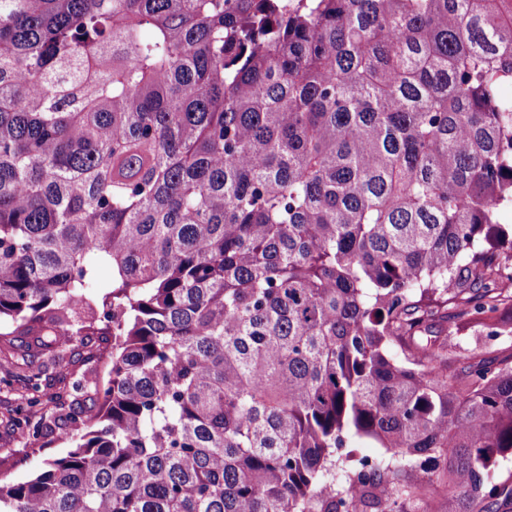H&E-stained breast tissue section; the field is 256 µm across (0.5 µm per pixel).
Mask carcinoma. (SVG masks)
<instances>
[{
    "label": "carcinoma",
    "instance_id": "obj_1",
    "mask_svg": "<svg viewBox=\"0 0 512 512\" xmlns=\"http://www.w3.org/2000/svg\"><path fill=\"white\" fill-rule=\"evenodd\" d=\"M507 209L512 0H0V350L112 337L0 512H502ZM456 324L463 327L458 334V336L463 337H459L461 341L459 344L456 339L448 341V345H451L454 354L460 356L475 355L478 358L491 361L512 353V335L501 336L497 340L485 342L480 327H475L474 324H463V322H457ZM351 448H346L348 458L346 465L348 469L356 468V460L358 457L369 456L376 457L386 454L385 449L379 448V445L368 439H354L350 443Z\"/></svg>",
    "mask_w": 512,
    "mask_h": 512
}]
</instances>
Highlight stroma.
<instances>
[{"mask_svg": "<svg viewBox=\"0 0 512 512\" xmlns=\"http://www.w3.org/2000/svg\"><path fill=\"white\" fill-rule=\"evenodd\" d=\"M460 334L461 341L452 346L457 355H475L490 361L512 353V335L487 341L481 328L472 324L464 325ZM106 377L103 364L77 354L48 365L41 375L39 398L33 403L25 372L0 357V472L21 480L35 472L43 457L64 456L69 445L57 437L49 441L42 454L31 453L32 431L51 425L62 408L80 407L94 413L86 388Z\"/></svg>", "mask_w": 512, "mask_h": 512, "instance_id": "35a3bbf8", "label": "stroma"}]
</instances>
